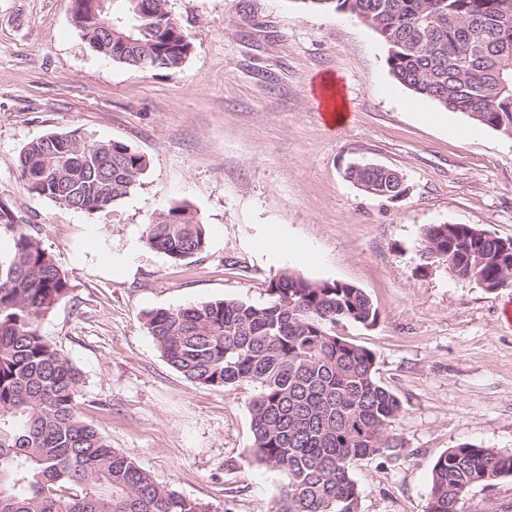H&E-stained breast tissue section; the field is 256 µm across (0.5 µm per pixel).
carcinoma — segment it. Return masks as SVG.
<instances>
[{
    "label": "carcinoma",
    "instance_id": "carcinoma-1",
    "mask_svg": "<svg viewBox=\"0 0 512 512\" xmlns=\"http://www.w3.org/2000/svg\"><path fill=\"white\" fill-rule=\"evenodd\" d=\"M71 15L95 52L142 71L180 69L191 51L168 0H123L128 22L112 3ZM348 14L372 27L387 46L395 80L416 96L512 135V26L500 0H300ZM147 166L119 141L88 142L47 133L20 153L26 189L74 210L104 213L122 200ZM346 177L365 192L398 199L403 177L383 167L353 165ZM13 237L0 262V512H214L158 484L120 452L78 410L81 374L40 332L67 297L69 279L39 241L0 206V232ZM148 246L173 262L206 246L203 225L186 205H173L147 228ZM500 238L466 224H434L423 251L435 247L458 273L487 289L512 287V254ZM485 263L469 274L467 255ZM269 300H216L153 309L145 322L168 364L206 387L250 382L252 458L287 474L276 512H361L353 464L396 454L388 430L400 401L376 379L375 355L334 334L342 322L368 325V295L343 282L283 274ZM512 476V454L472 443L432 464L426 512H459L469 490Z\"/></svg>",
    "mask_w": 512,
    "mask_h": 512
}]
</instances>
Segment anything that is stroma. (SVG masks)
<instances>
[{
    "mask_svg": "<svg viewBox=\"0 0 512 512\" xmlns=\"http://www.w3.org/2000/svg\"><path fill=\"white\" fill-rule=\"evenodd\" d=\"M192 51L143 72L91 51L71 0H0V204L70 279L42 321L82 375L79 409L160 485L215 512H273L283 471L253 462L256 388L175 371L146 311L267 301L293 273L361 288L373 324L335 333L371 350L401 403L399 455L357 461L361 512H426L433 462L473 443L512 453V288L493 291L426 258L422 230L467 224L512 240V136L401 86L367 24L300 0H169ZM344 105L345 119L327 113ZM48 132L120 141L148 165L108 214L29 193L19 155ZM354 163L399 172L390 200L349 181ZM191 207L205 250L175 263L149 248L158 213ZM317 262L286 260L270 235ZM461 512H512V476L470 489Z\"/></svg>",
    "mask_w": 512,
    "mask_h": 512,
    "instance_id": "stroma-1",
    "label": "stroma"
}]
</instances>
